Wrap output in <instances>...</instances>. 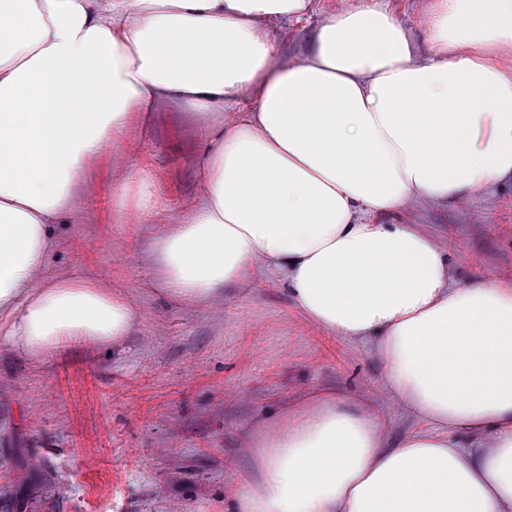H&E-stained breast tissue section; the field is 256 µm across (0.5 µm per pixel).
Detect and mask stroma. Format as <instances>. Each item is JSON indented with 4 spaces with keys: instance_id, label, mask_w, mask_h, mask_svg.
<instances>
[{
    "instance_id": "obj_1",
    "label": "stroma",
    "mask_w": 512,
    "mask_h": 512,
    "mask_svg": "<svg viewBox=\"0 0 512 512\" xmlns=\"http://www.w3.org/2000/svg\"><path fill=\"white\" fill-rule=\"evenodd\" d=\"M374 2L314 0L301 21L269 22L280 62L303 57L327 15ZM205 147L190 113L164 102L132 113L120 152L104 148L89 165L79 223L52 225L45 280L98 281L129 299L135 320L113 354L69 342L36 361L0 338V512H231L256 466V428L318 388L374 400L390 438L424 431L382 395L373 342L308 323L278 274L202 306L159 290L154 227L123 218L120 187L127 171L146 169L157 209L187 215L201 196L194 160ZM389 221L446 248L457 282L512 278L511 182Z\"/></svg>"
}]
</instances>
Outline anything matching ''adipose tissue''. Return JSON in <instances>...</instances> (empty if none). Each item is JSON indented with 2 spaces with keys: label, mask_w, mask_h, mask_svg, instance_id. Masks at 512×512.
<instances>
[{
  "label": "adipose tissue",
  "mask_w": 512,
  "mask_h": 512,
  "mask_svg": "<svg viewBox=\"0 0 512 512\" xmlns=\"http://www.w3.org/2000/svg\"><path fill=\"white\" fill-rule=\"evenodd\" d=\"M312 6L0 0V325L29 358L121 347L126 297L41 280L48 226L76 222L131 113L168 103L207 147L200 204L152 239L159 287L205 305L278 273L312 324L373 342L383 393L427 425L392 444L374 401L310 394L257 429L234 512H512V280L455 282L446 248L379 221L512 180V0H429L423 58L388 7L342 8L279 63L267 21Z\"/></svg>",
  "instance_id": "obj_1"
}]
</instances>
